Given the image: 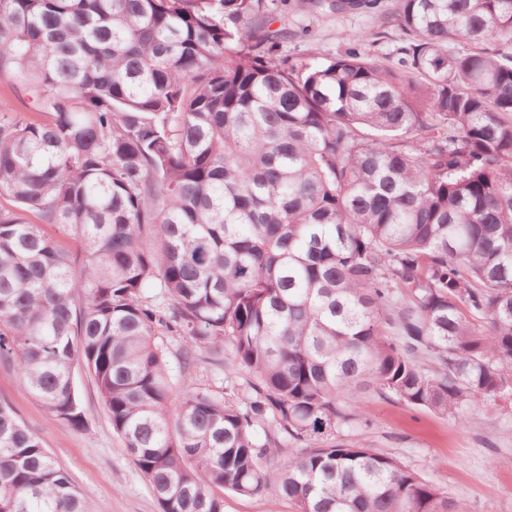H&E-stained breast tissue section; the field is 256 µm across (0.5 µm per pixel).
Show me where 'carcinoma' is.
<instances>
[{
    "label": "carcinoma",
    "mask_w": 512,
    "mask_h": 512,
    "mask_svg": "<svg viewBox=\"0 0 512 512\" xmlns=\"http://www.w3.org/2000/svg\"><path fill=\"white\" fill-rule=\"evenodd\" d=\"M276 2L0 0V359L76 430L83 364L162 512H467L352 431L512 400V0H393L396 68L277 56ZM0 512H92L2 403ZM1 101L30 117H37L31 94L18 84L11 72L0 73V103ZM167 343V360L171 371L173 383L180 387L186 384H211L212 386H224V375L233 370L232 365L225 357L226 365L217 369L216 367L200 363L195 369L187 374H180L178 371L179 360V342L166 337ZM224 512H295L287 499L269 490L263 495L244 497L224 492Z\"/></svg>",
    "instance_id": "1"
}]
</instances>
